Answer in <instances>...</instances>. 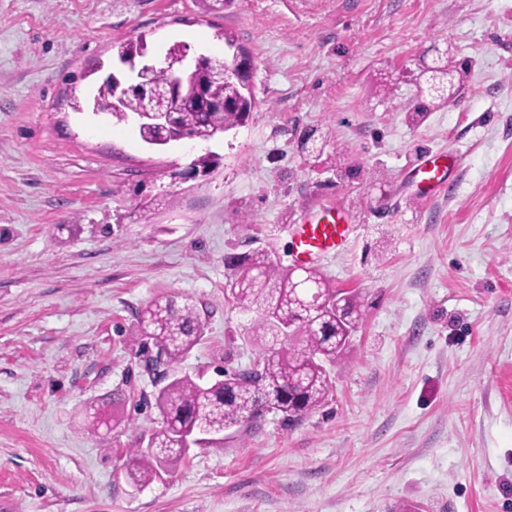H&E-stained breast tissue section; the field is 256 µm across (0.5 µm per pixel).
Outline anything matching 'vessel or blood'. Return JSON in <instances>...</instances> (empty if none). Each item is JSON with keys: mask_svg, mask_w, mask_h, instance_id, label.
<instances>
[{"mask_svg": "<svg viewBox=\"0 0 512 512\" xmlns=\"http://www.w3.org/2000/svg\"><path fill=\"white\" fill-rule=\"evenodd\" d=\"M417 190L430 195L448 183V162L444 155L428 153L421 157L413 174ZM353 229L341 205L327 203L306 216L292 230L289 257L298 265H309L344 250Z\"/></svg>", "mask_w": 512, "mask_h": 512, "instance_id": "1", "label": "vessel or blood"}]
</instances>
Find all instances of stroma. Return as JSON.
Wrapping results in <instances>:
<instances>
[{
  "label": "stroma",
  "mask_w": 512,
  "mask_h": 512,
  "mask_svg": "<svg viewBox=\"0 0 512 512\" xmlns=\"http://www.w3.org/2000/svg\"><path fill=\"white\" fill-rule=\"evenodd\" d=\"M228 34L253 58L244 126L152 147L73 108L124 41L160 63L223 56ZM448 53L472 68L441 104L416 77ZM429 151L450 177L425 198ZM329 201L354 231L315 267L365 317L325 403L205 436L133 487L162 420L138 312L195 302L203 338L172 374L248 368L281 341L247 339L226 258L291 268L294 224ZM92 402L111 430L86 427ZM0 505L512 512V0H0ZM413 178L423 196L441 191L448 184V158L441 154H424L414 169Z\"/></svg>",
  "instance_id": "1"
}]
</instances>
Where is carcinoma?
Returning a JSON list of instances; mask_svg holds the SVG:
<instances>
[{
  "label": "carcinoma",
  "mask_w": 512,
  "mask_h": 512,
  "mask_svg": "<svg viewBox=\"0 0 512 512\" xmlns=\"http://www.w3.org/2000/svg\"><path fill=\"white\" fill-rule=\"evenodd\" d=\"M466 72L467 64L462 63L451 71L430 73L425 82L443 96L450 87H462ZM195 82L234 106L203 112L191 93L166 100L164 105L176 113L178 131L209 140L247 122L255 101L237 81L228 78L213 84L207 73L200 72ZM138 131L147 143L168 134L163 125L152 122L140 123ZM227 266L236 305L262 311V318L252 326L253 335L291 336L295 342L270 348L255 372L227 373L224 379L205 384L184 374L161 387L156 405L165 421L150 435L147 447L136 450L128 470L137 487L149 485L167 463L182 458L186 454L182 437L199 428L221 431L250 425L267 411L280 412L294 422L321 407L330 391L328 368L341 360L364 319L358 297L330 288L314 268L304 269L297 279L262 251L232 255ZM138 335L143 346L155 349L150 362L157 369L177 363L199 344L202 326L190 299L160 296L138 315ZM86 418L94 429L112 426V415L96 407L86 411Z\"/></svg>",
  "instance_id": "obj_1"
}]
</instances>
